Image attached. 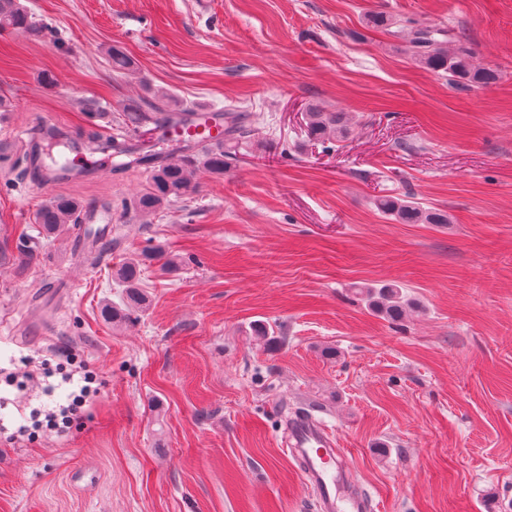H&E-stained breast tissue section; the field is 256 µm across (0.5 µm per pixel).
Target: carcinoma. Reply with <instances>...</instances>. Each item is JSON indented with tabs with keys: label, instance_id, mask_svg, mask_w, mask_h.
Listing matches in <instances>:
<instances>
[{
	"label": "carcinoma",
	"instance_id": "1",
	"mask_svg": "<svg viewBox=\"0 0 512 512\" xmlns=\"http://www.w3.org/2000/svg\"><path fill=\"white\" fill-rule=\"evenodd\" d=\"M0 30L23 31L34 36L42 33L40 25L18 0H0ZM409 52L417 63L434 71L443 72L455 82L467 81L480 85H488L495 80V74L473 64L471 52L467 50H448L447 40L438 39L436 32L427 27H417L410 32ZM112 71L123 73L132 68L129 57L114 46L109 54ZM154 102L142 107L131 104L123 113L124 120L137 125H154L163 128L171 119L181 113L170 109L167 103L171 95L164 90L153 92ZM224 142L221 144H197V148L185 150V154L177 159L166 160L153 166L149 188L134 203L135 209L142 215L155 212L163 204L186 198L196 190L193 176L198 167H203L215 175L224 174V166L237 155V150L249 133L247 115L233 108L225 110ZM306 126L309 134L323 143H331L345 134L342 114L312 109L306 113ZM74 137L83 142L91 150H108L115 157H123L121 166L128 167L138 163L134 150L130 146L117 148L114 140L108 139L99 130L98 125L89 122L71 132L64 128L46 130L39 129L31 137L30 164L38 175L46 173L38 164L41 143L47 139H69ZM378 209L391 214L403 224H446L448 216L440 211L423 206L411 200L384 198L378 201ZM82 204L74 198L56 196L40 206L35 214V223L41 225L43 231L50 236H62L68 233L71 226L78 223ZM151 253L143 255V259H130L122 263L114 272V279L125 288V299L122 306L106 309L105 316L112 323H122L128 319L129 312L141 309L145 298L138 288L141 278L143 261L150 259ZM365 294L369 297L374 310L391 319L401 320L414 303L403 294L401 288L387 283L379 288L367 287Z\"/></svg>",
	"mask_w": 512,
	"mask_h": 512
}]
</instances>
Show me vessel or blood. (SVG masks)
Segmentation results:
<instances>
[{"label":"vessel or blood","instance_id":"vessel-or-blood-1","mask_svg":"<svg viewBox=\"0 0 512 512\" xmlns=\"http://www.w3.org/2000/svg\"><path fill=\"white\" fill-rule=\"evenodd\" d=\"M168 132L183 147L201 139L218 144L224 140V120L207 112L169 127ZM286 445L305 482L313 489L320 512H372L368 497L347 490L342 484L340 470L345 465L346 451L337 447L325 425L298 418L288 430Z\"/></svg>","mask_w":512,"mask_h":512}]
</instances>
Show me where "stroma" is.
Wrapping results in <instances>:
<instances>
[{
	"instance_id": "obj_1",
	"label": "stroma",
	"mask_w": 512,
	"mask_h": 512,
	"mask_svg": "<svg viewBox=\"0 0 512 512\" xmlns=\"http://www.w3.org/2000/svg\"><path fill=\"white\" fill-rule=\"evenodd\" d=\"M20 2L43 32H0V512H317L282 449L290 411L332 429L378 512H512V0ZM420 26L495 83L416 63ZM113 46L132 71L113 73ZM152 87L260 113L251 152L147 217V166L76 145L80 181L21 176L29 129L112 131ZM312 107L346 114L336 145L308 138ZM56 195L83 223L111 215L96 262L35 223ZM383 196L450 221L398 223ZM147 249L146 305L112 326V274ZM386 283L416 303L402 321L360 293ZM78 363L101 382L82 419L23 432ZM45 367L53 396L18 389Z\"/></svg>"
}]
</instances>
